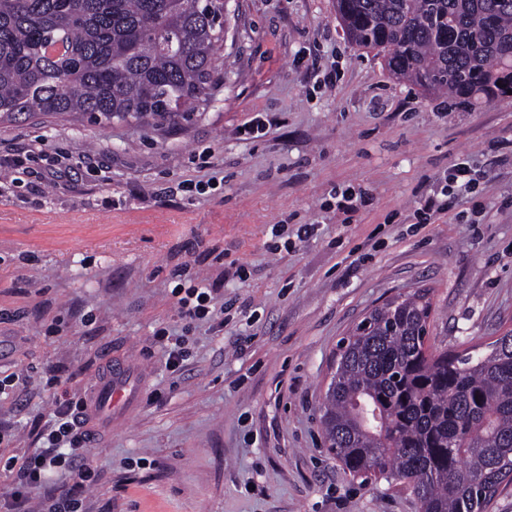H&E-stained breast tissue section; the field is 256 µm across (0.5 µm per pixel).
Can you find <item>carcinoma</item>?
Returning <instances> with one entry per match:
<instances>
[{
	"label": "carcinoma",
	"instance_id": "obj_1",
	"mask_svg": "<svg viewBox=\"0 0 512 512\" xmlns=\"http://www.w3.org/2000/svg\"><path fill=\"white\" fill-rule=\"evenodd\" d=\"M218 0H0V125H162L218 87ZM356 46L457 105L512 91V0H336ZM413 293L342 342L321 416L344 472L406 488L419 512H489L512 484V332L488 353L428 345Z\"/></svg>",
	"mask_w": 512,
	"mask_h": 512
}]
</instances>
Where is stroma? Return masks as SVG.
Instances as JSON below:
<instances>
[{
	"mask_svg": "<svg viewBox=\"0 0 512 512\" xmlns=\"http://www.w3.org/2000/svg\"><path fill=\"white\" fill-rule=\"evenodd\" d=\"M221 22L224 84L175 123L0 126V154L27 155L0 167V500L57 393L92 398L109 365L124 396L84 512H418L344 472L322 397L341 339L397 295L428 292L439 350L512 329V96L396 80L336 0H226ZM464 159L477 191L421 213ZM182 278L215 286L221 328L182 319Z\"/></svg>",
	"mask_w": 512,
	"mask_h": 512,
	"instance_id": "35a3bbf8",
	"label": "stroma"
}]
</instances>
